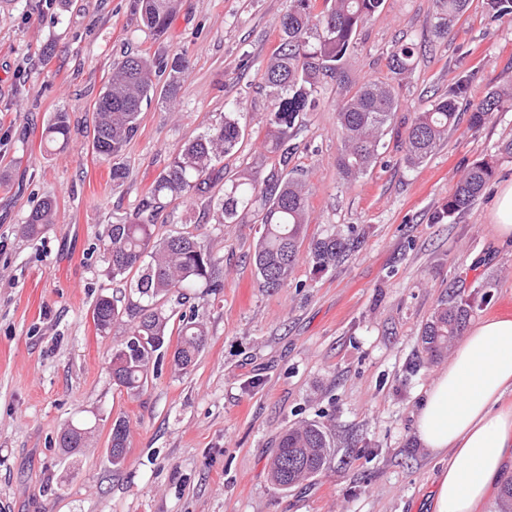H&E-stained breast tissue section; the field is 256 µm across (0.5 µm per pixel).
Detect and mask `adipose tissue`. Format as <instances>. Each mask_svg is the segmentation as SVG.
Segmentation results:
<instances>
[{
	"label": "adipose tissue",
	"instance_id": "adipose-tissue-1",
	"mask_svg": "<svg viewBox=\"0 0 512 512\" xmlns=\"http://www.w3.org/2000/svg\"><path fill=\"white\" fill-rule=\"evenodd\" d=\"M416 436L448 457L438 474L433 512H480L512 459V319L472 325L426 391Z\"/></svg>",
	"mask_w": 512,
	"mask_h": 512
}]
</instances>
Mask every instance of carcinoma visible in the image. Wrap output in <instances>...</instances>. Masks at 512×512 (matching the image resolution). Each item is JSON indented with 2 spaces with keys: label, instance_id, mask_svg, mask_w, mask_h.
I'll return each mask as SVG.
<instances>
[{
  "label": "carcinoma",
  "instance_id": "cac0c4a2",
  "mask_svg": "<svg viewBox=\"0 0 512 512\" xmlns=\"http://www.w3.org/2000/svg\"><path fill=\"white\" fill-rule=\"evenodd\" d=\"M136 11L147 29L163 33L175 9L176 0H135ZM470 0H437L436 32L446 36L465 13ZM384 0H288L283 15L277 50L263 72L270 88L271 104L266 115L265 152L274 164L267 174L258 171L228 176L224 157L236 153L245 138L238 119L240 103L231 106L219 120L184 145L154 179L137 212L102 225L96 238L103 248L109 273L114 280L131 278L130 294L99 297L92 310L97 333L108 335L112 325L125 323V339L112 349L109 369L113 385L135 396L143 391L149 374L159 372L170 359L175 370L187 373L196 364L207 341L204 315L189 306L171 323L173 313L165 304L185 305L190 291L204 288L211 295L224 291L222 259L205 247L198 236L179 232L158 240L154 220L168 204L181 200H207L216 224H248L260 212L253 250V264L264 288L288 284L291 270L300 258V247L308 224L309 192L305 183L284 173L295 151V129L304 114L318 104L320 77L337 73L339 62L353 47L358 29L383 6ZM485 7L498 19L512 17V0H485ZM417 45L402 43L389 58L394 79L408 78L416 65ZM165 62L143 56H127L112 64V73L93 106L92 149L103 161L120 157L139 130L144 102L156 90L153 76ZM187 61L173 60V75L164 95L177 99ZM467 93V82L459 81L436 98L428 108L415 113L406 127L401 145L410 167L424 163L448 138L458 124V108ZM512 101V94L490 92L470 112L469 127L478 129L490 115ZM399 107L395 87L387 82L363 83L336 109L341 130V150L336 169L343 180H357L377 162L390 121ZM71 126L65 111L54 112L42 131L45 144L61 148L69 142ZM495 175L491 162L478 160L464 172L443 204L450 215L469 209L485 193ZM56 203L41 199L24 224V234L36 238L54 223ZM354 229L331 232L314 239L308 247V261L314 274L336 266L358 244ZM473 304L456 299L452 293L441 301L422 326L420 342L431 357L448 353L462 335ZM177 335L174 350L171 336ZM89 427L69 423L58 437L59 447L76 454L91 437ZM129 426L125 419L112 421L107 456L118 469L126 461ZM335 438L317 420H301L285 430L270 460L274 486L288 491L306 485L324 472L330 462Z\"/></svg>",
  "mask_w": 512,
  "mask_h": 512
}]
</instances>
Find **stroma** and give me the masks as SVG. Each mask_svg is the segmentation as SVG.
<instances>
[{
  "instance_id": "obj_1",
  "label": "stroma",
  "mask_w": 512,
  "mask_h": 512,
  "mask_svg": "<svg viewBox=\"0 0 512 512\" xmlns=\"http://www.w3.org/2000/svg\"><path fill=\"white\" fill-rule=\"evenodd\" d=\"M483 3L471 0L440 38L435 0H385L340 73L322 78L289 164L309 188L307 238L352 227L358 248L319 276L300 260L287 286L267 289L252 260L254 225L199 226L224 268L223 293L195 291L207 344L191 371L164 366L131 398L107 370L124 327L102 336L92 320L100 295L129 289L108 274L96 233L137 210L171 155L225 104L240 102L246 132L226 171L270 167L261 67L279 44L286 0H178L160 35L143 27L134 0H0V512H432L443 459L419 443L415 414L448 360L427 359L420 329L451 292L473 301L471 322L512 318V240L491 227L512 183V158L497 151L512 139V108L477 131L460 122L415 168L397 134L459 79L473 104L512 86V21ZM407 38L420 47L417 65L397 88L402 107L380 159L344 182L336 107L363 81H390L388 57ZM129 53L180 56L189 70L176 102L143 106L116 188L87 132L113 61ZM60 110L72 137L49 151L42 129ZM483 158L496 170L485 195L443 214L465 168ZM47 195L56 221L26 238L23 223ZM119 417L130 437L115 469L106 449ZM302 419L331 427L333 460L310 485L281 491L268 465ZM72 421L96 426L75 455L57 444Z\"/></svg>"
}]
</instances>
